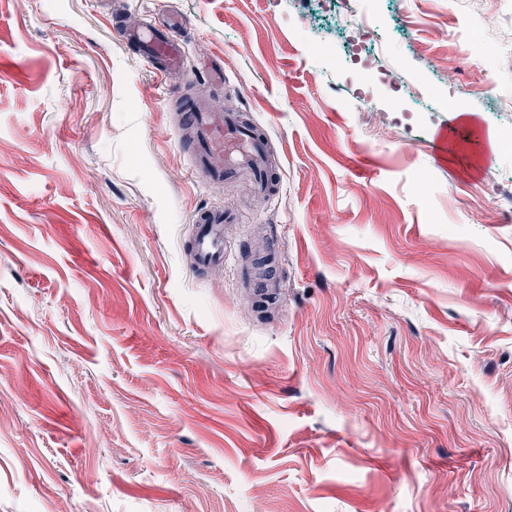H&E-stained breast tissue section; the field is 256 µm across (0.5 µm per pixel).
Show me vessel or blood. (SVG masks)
Wrapping results in <instances>:
<instances>
[{
	"label": "vessel or blood",
	"instance_id": "vessel-or-blood-1",
	"mask_svg": "<svg viewBox=\"0 0 512 512\" xmlns=\"http://www.w3.org/2000/svg\"><path fill=\"white\" fill-rule=\"evenodd\" d=\"M183 26V17L170 11L165 15L164 28L148 25L126 33L125 38L141 45L155 72L164 75L185 65ZM178 106L194 137L196 159L191 172L195 178L217 183L245 173L255 189L271 191L273 169L267 157V135L261 127L240 120L234 112H215L183 100ZM229 221V210L221 207L200 211L193 217L196 268L228 261L224 226Z\"/></svg>",
	"mask_w": 512,
	"mask_h": 512
}]
</instances>
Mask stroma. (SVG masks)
<instances>
[{
    "label": "stroma",
    "mask_w": 512,
    "mask_h": 512,
    "mask_svg": "<svg viewBox=\"0 0 512 512\" xmlns=\"http://www.w3.org/2000/svg\"><path fill=\"white\" fill-rule=\"evenodd\" d=\"M170 9L161 76L120 31ZM373 30L400 92L336 0H0V512H512V0ZM167 84L267 126L274 196L193 181ZM230 216L229 209L213 207L200 211L193 217L192 251L197 269L228 261L224 224H234Z\"/></svg>",
    "instance_id": "1"
}]
</instances>
